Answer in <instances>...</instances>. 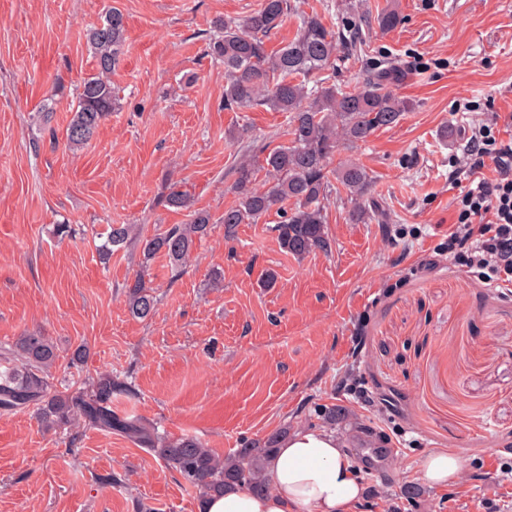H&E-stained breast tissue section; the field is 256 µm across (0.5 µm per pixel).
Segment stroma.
<instances>
[{
  "instance_id": "stroma-1",
  "label": "stroma",
  "mask_w": 512,
  "mask_h": 512,
  "mask_svg": "<svg viewBox=\"0 0 512 512\" xmlns=\"http://www.w3.org/2000/svg\"><path fill=\"white\" fill-rule=\"evenodd\" d=\"M360 2L365 45L338 60L337 78L355 85L397 64L392 91L413 108L333 156L367 167L377 211L354 224L331 199L329 250L297 258L278 244L277 211L229 238L220 222L242 149L288 142L284 113L225 109L224 65L209 52L216 20L260 0H0V348L45 336L52 383L68 393L128 376L137 394L119 410L221 457L284 426L323 427L314 408L333 407L354 457L382 438L392 449L381 473L357 471L379 492L366 512H401L407 485L422 488L416 512H512V292L471 282L440 248L458 194L449 158L482 124L512 138V0ZM111 6L127 37L111 75L119 106L72 151L76 89L96 71L85 34ZM387 6L405 22L384 33ZM174 182L214 223L181 273L151 262L159 302L136 319L124 285L141 254L104 261L98 247L114 224L149 236L186 223L164 202ZM435 449L463 464L444 491L420 479ZM0 512H199V494L126 438L49 427L30 407L0 413Z\"/></svg>"
}]
</instances>
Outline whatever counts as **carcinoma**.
I'll list each match as a JSON object with an SVG mask.
<instances>
[{
	"mask_svg": "<svg viewBox=\"0 0 512 512\" xmlns=\"http://www.w3.org/2000/svg\"><path fill=\"white\" fill-rule=\"evenodd\" d=\"M305 4L306 0H261L259 8L243 20L220 22L221 35L209 43L211 54L224 63V107L282 112L290 136L286 145L270 151L261 145L255 154L240 155L231 185L237 202L224 209L225 232L232 236L237 225L255 224L276 206L282 213V221L275 225L279 246L296 257L328 250L325 211L334 194L345 191L353 222L369 215L373 176L355 162L343 163L331 172V156L342 146L353 148L377 130L394 126L413 108L410 100L388 90L399 79L396 69L381 71L360 85L336 82L340 32L328 28L318 12L305 11ZM287 17L297 19L295 34L280 48L268 49L265 40ZM403 20L391 7L382 9L376 18L382 31L396 29ZM125 42L124 17L117 9L108 11L101 24L87 31L86 43L97 73L81 85L77 109L66 131L69 147L78 149L88 143L118 107L110 75ZM261 169L265 179L259 181ZM165 202L189 211V221L171 224L150 238L135 233V224H114L100 247L106 259L114 247L131 242L139 245L143 256L140 271L125 284L128 311L139 319L148 318L157 305V296L146 280L149 262L161 255L171 270L181 272L195 242L210 229V214L193 208L191 195L177 184H170ZM57 358L55 346L36 332L1 349L0 410L32 406L55 425H69L80 417L89 428L121 435L167 463L186 486L199 492L202 503L235 489L269 492L265 461L288 428L221 459L193 437L171 439L156 425L112 409L113 399L135 395L134 385L117 375L102 374L90 381L86 390L72 394L52 390L50 368Z\"/></svg>",
	"mask_w": 512,
	"mask_h": 512,
	"instance_id": "1",
	"label": "carcinoma"
}]
</instances>
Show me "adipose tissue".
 Instances as JSON below:
<instances>
[{
    "label": "adipose tissue",
    "instance_id": "1",
    "mask_svg": "<svg viewBox=\"0 0 512 512\" xmlns=\"http://www.w3.org/2000/svg\"><path fill=\"white\" fill-rule=\"evenodd\" d=\"M269 493L229 491L206 512H360L363 488L352 457L335 434L317 429L288 433L266 462Z\"/></svg>",
    "mask_w": 512,
    "mask_h": 512
}]
</instances>
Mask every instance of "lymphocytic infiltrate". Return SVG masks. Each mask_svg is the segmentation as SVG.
<instances>
[{"label":"lymphocytic infiltrate","mask_w":512,"mask_h":512,"mask_svg":"<svg viewBox=\"0 0 512 512\" xmlns=\"http://www.w3.org/2000/svg\"><path fill=\"white\" fill-rule=\"evenodd\" d=\"M494 178H486V168ZM464 183L456 220L445 248L470 278L497 288L512 286V141L499 139L494 126L479 129L467 143L464 164L451 171Z\"/></svg>","instance_id":"obj_1"}]
</instances>
